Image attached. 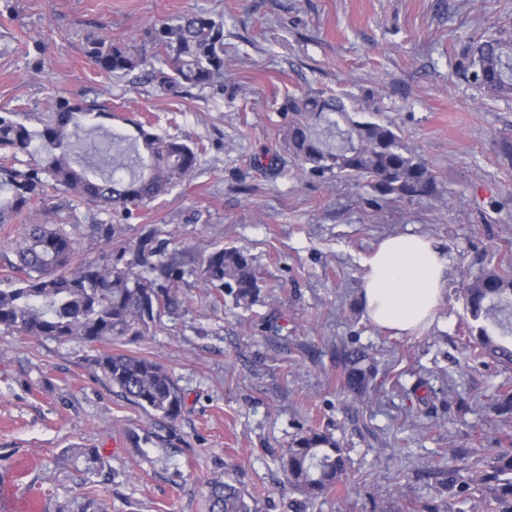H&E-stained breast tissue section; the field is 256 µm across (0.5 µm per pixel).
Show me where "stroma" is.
<instances>
[{
  "label": "stroma",
  "mask_w": 512,
  "mask_h": 512,
  "mask_svg": "<svg viewBox=\"0 0 512 512\" xmlns=\"http://www.w3.org/2000/svg\"><path fill=\"white\" fill-rule=\"evenodd\" d=\"M187 11L224 25V77L163 89L156 74H112L86 54L91 36L154 49L146 33ZM512 28V0H0V113L39 116L59 97L108 106L93 127L156 133L199 150L189 181L121 224L154 228L185 270L183 305L152 336L113 351L166 366L184 405L174 420L131 405L76 342L0 330V512H57L92 491L109 512H207L201 481L238 486L253 512H470L480 494L448 487L452 450L477 459L512 439L491 408L512 370L464 361L459 290L512 263V97H480L455 74L464 47ZM338 94L391 123L434 172L438 194L384 201L312 175L281 146L286 96ZM106 214L47 187L40 224L74 225L80 258L104 242L85 225ZM433 239L450 259L433 322L396 336L365 318V264L387 236ZM246 248L260 281L252 305L203 291L198 267L219 247ZM362 350L368 399L343 389L344 355ZM338 440L345 486L316 500L291 488L279 459L300 429ZM99 449L100 473L72 455Z\"/></svg>",
  "instance_id": "35a3bbf8"
}]
</instances>
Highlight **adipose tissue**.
Here are the masks:
<instances>
[{
	"mask_svg": "<svg viewBox=\"0 0 512 512\" xmlns=\"http://www.w3.org/2000/svg\"><path fill=\"white\" fill-rule=\"evenodd\" d=\"M448 269L447 255L426 237L400 234L384 239L363 276L366 317L397 336L426 325L446 292Z\"/></svg>",
	"mask_w": 512,
	"mask_h": 512,
	"instance_id": "obj_1",
	"label": "adipose tissue"
}]
</instances>
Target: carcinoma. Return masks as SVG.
I'll return each instance as SVG.
<instances>
[{"mask_svg":"<svg viewBox=\"0 0 512 512\" xmlns=\"http://www.w3.org/2000/svg\"><path fill=\"white\" fill-rule=\"evenodd\" d=\"M156 61L167 66L163 87L183 84L206 87L224 75V27L205 13H184L162 21L147 32ZM87 53L104 71L129 73L148 60L130 45L97 38ZM456 74L484 96H512V30L469 43L456 65ZM94 108L79 100L57 99L40 118L33 133L20 113L0 115V149L29 153L34 137L42 155L27 171L0 164V224L29 213L44 195L45 186H60L83 201L122 209L146 207L172 187L190 178L199 162L198 150L181 140L155 133L152 125L135 123L137 136L114 135L102 128L99 144L87 154L88 167L99 171L91 179L75 168L73 133ZM282 148L320 176L326 174L364 183L386 200L405 201L436 196V180L426 163L396 132L393 125L349 110L335 95L310 93L288 97L282 106ZM107 249L94 261L76 259L77 239L65 225L25 224L15 243L17 261L8 264V286L0 288V328L24 336L77 342L89 347L114 340H138L152 333L161 317L182 304L181 268L167 256L158 231L149 229L135 241L122 238L107 222L90 225ZM134 260L124 262L127 253ZM200 279L207 288H223L236 302L249 305L260 288L247 250L221 247L203 260ZM473 338L469 359L490 358L512 366V265L482 271L460 289ZM362 355L346 356L344 385L365 394L367 372ZM95 367L132 405L175 420L182 395L169 371L144 356L102 352ZM84 471L102 469L95 448H80ZM448 457V484L474 485L489 495L492 512H512V447L489 448L461 469ZM289 484L309 499L345 484V449L314 427L296 434L282 455ZM208 512H251L242 491L220 479L205 481ZM57 512H107L104 501L83 493Z\"/></svg>","mask_w":512,"mask_h":512,"instance_id":"obj_1","label":"carcinoma"}]
</instances>
